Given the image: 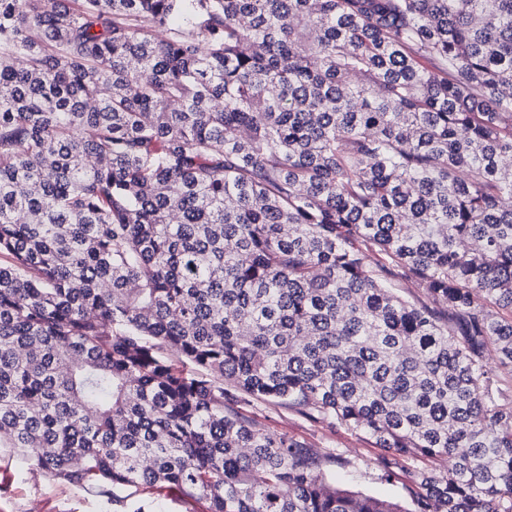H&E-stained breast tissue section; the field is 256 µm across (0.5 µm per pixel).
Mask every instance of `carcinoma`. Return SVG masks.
I'll return each instance as SVG.
<instances>
[{
    "mask_svg": "<svg viewBox=\"0 0 512 512\" xmlns=\"http://www.w3.org/2000/svg\"><path fill=\"white\" fill-rule=\"evenodd\" d=\"M511 87L512 0H0V448L124 512H512ZM253 400L416 449L411 507ZM134 499L148 502L153 512H206L203 500L189 498L180 493L139 488Z\"/></svg>",
    "mask_w": 512,
    "mask_h": 512,
    "instance_id": "carcinoma-1",
    "label": "carcinoma"
}]
</instances>
